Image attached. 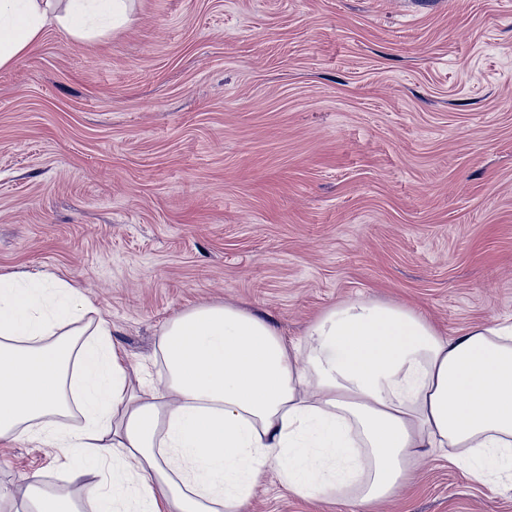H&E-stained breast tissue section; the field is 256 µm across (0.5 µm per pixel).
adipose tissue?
Listing matches in <instances>:
<instances>
[{"label": "adipose tissue", "mask_w": 512, "mask_h": 512, "mask_svg": "<svg viewBox=\"0 0 512 512\" xmlns=\"http://www.w3.org/2000/svg\"><path fill=\"white\" fill-rule=\"evenodd\" d=\"M129 3L0 0V68L47 26L76 40L119 28ZM111 336L78 282L0 274V443L66 449L96 512H245L270 473L369 512L429 449L479 479L512 475V323L447 336L356 298L291 340L258 313L199 305L163 324L150 383Z\"/></svg>", "instance_id": "1"}]
</instances>
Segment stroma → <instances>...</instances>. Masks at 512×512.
<instances>
[{
    "mask_svg": "<svg viewBox=\"0 0 512 512\" xmlns=\"http://www.w3.org/2000/svg\"><path fill=\"white\" fill-rule=\"evenodd\" d=\"M80 283L135 366L230 303L288 338L340 302L512 322V0H133L0 69V273ZM0 445V487L64 484ZM66 484V483H65ZM245 512H359L275 476ZM376 512H512L431 454Z\"/></svg>",
    "mask_w": 512,
    "mask_h": 512,
    "instance_id": "stroma-1",
    "label": "stroma"
}]
</instances>
